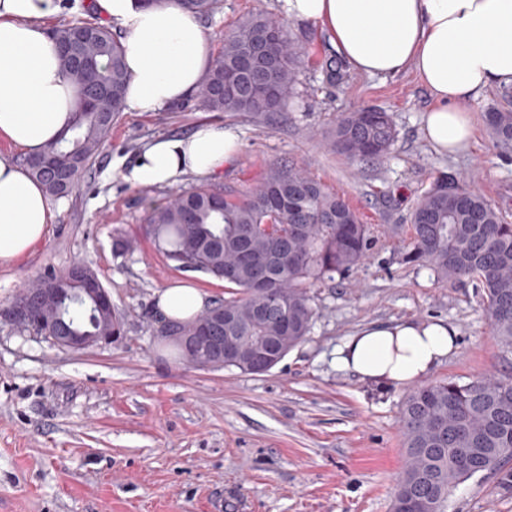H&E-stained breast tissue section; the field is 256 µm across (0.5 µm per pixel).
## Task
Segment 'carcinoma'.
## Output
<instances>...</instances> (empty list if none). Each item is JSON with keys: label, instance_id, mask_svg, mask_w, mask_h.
I'll use <instances>...</instances> for the list:
<instances>
[{"label": "carcinoma", "instance_id": "cac0c4a2", "mask_svg": "<svg viewBox=\"0 0 512 512\" xmlns=\"http://www.w3.org/2000/svg\"><path fill=\"white\" fill-rule=\"evenodd\" d=\"M200 17L214 12L219 0H181ZM69 47L62 67L78 87L80 101L73 122L44 157L26 158L30 174L47 194L69 196L87 172L112 124L123 111L127 68L112 27L85 19L53 30ZM304 51L285 35V21L258 13L224 35V48L197 95L208 112L269 118L284 110L294 94ZM484 122L496 143L512 148V92L487 108ZM395 138L386 112L361 109L339 118L329 133V149L350 161L382 158ZM146 233L157 251L178 270L208 274L231 285L234 293L218 299L196 317L178 321L181 332L198 324L212 336H243L269 341L272 361L280 363L310 333L315 317L310 288L360 264L373 243L347 200L315 180L307 170L272 164L248 190L233 194L201 185L149 208ZM413 236L402 262L431 269L450 284L467 281L480 290L482 304L501 347L512 351V224L478 192L446 175L416 204ZM62 271L47 267L26 289L38 297L42 288L57 291L55 306L36 305L38 315L62 320L84 336L123 332V322L81 293L83 283L57 286ZM405 465L394 485L392 512H401L403 496L415 488L438 490L427 512H446L448 489L487 471L461 467L457 459L493 454L512 456V378L437 382L413 390L400 416Z\"/></svg>", "mask_w": 512, "mask_h": 512}]
</instances>
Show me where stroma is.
I'll return each mask as SVG.
<instances>
[{
    "label": "stroma",
    "instance_id": "stroma-1",
    "mask_svg": "<svg viewBox=\"0 0 512 512\" xmlns=\"http://www.w3.org/2000/svg\"><path fill=\"white\" fill-rule=\"evenodd\" d=\"M258 12L281 14L280 0H222L203 21L212 53ZM286 33L307 54L283 112L265 121L200 110L120 112L45 238L0 264V308L45 267L86 264L124 329L112 344L73 352L0 325V512H211L219 495L223 512H390L411 388L337 370L340 341L372 323L437 317L457 328L458 347L423 384L512 377V353L493 335L473 284L444 283L401 260L411 211L440 176L477 190L512 223V151L496 146L483 121L499 88L473 103L468 149L444 156L423 134L432 99L414 70L380 78L346 65L333 82L323 68L334 54L327 34L296 19ZM363 106L390 113L396 126L383 161L352 162L326 145L337 117ZM203 122L233 131L242 144L211 184L243 192L269 164L302 167L374 229L360 265L312 288L307 340L263 374L194 366L158 338L161 288L185 281L214 299L230 291L210 275L175 269L146 235L149 204L200 178L144 188L121 173L150 140L190 135ZM132 238L136 249L121 252ZM447 512H512V489L496 476L470 479Z\"/></svg>",
    "mask_w": 512,
    "mask_h": 512
}]
</instances>
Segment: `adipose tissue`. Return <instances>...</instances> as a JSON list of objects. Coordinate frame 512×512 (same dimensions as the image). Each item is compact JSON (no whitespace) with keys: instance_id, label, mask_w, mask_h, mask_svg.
I'll use <instances>...</instances> for the list:
<instances>
[{"instance_id":"ef3b65f1","label":"adipose tissue","mask_w":512,"mask_h":512,"mask_svg":"<svg viewBox=\"0 0 512 512\" xmlns=\"http://www.w3.org/2000/svg\"><path fill=\"white\" fill-rule=\"evenodd\" d=\"M286 17L323 30L350 67L371 77L414 68L433 104L423 131L441 154L466 150L471 105L491 87L512 86V0H281ZM63 0H0V142L43 154L73 121L79 97L62 68L49 19ZM90 11L121 35L127 68L124 107L157 112L197 93L214 64L205 29L180 0H92ZM237 136L200 124L185 137L147 143L123 174L135 186L212 177L239 153ZM54 217V203L26 167L0 154V262L26 255ZM208 293L187 284L163 288L157 307L186 320L207 309ZM443 319L373 323L336 349L337 369L377 386L423 378L456 348Z\"/></svg>"}]
</instances>
